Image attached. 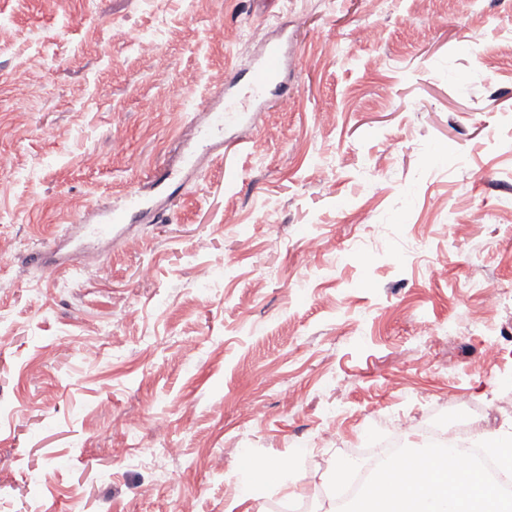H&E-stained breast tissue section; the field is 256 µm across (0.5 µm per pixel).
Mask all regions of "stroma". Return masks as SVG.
<instances>
[{
    "label": "stroma",
    "mask_w": 512,
    "mask_h": 512,
    "mask_svg": "<svg viewBox=\"0 0 512 512\" xmlns=\"http://www.w3.org/2000/svg\"><path fill=\"white\" fill-rule=\"evenodd\" d=\"M274 43L291 106L154 190ZM1 152L0 512H327L397 414L512 432V0H0ZM248 457L295 466L244 499ZM144 203V196L139 188L129 190L120 206L113 208L101 224H77L81 227L87 238H122L125 233L124 222L128 214L140 208Z\"/></svg>",
    "instance_id": "obj_1"
}]
</instances>
